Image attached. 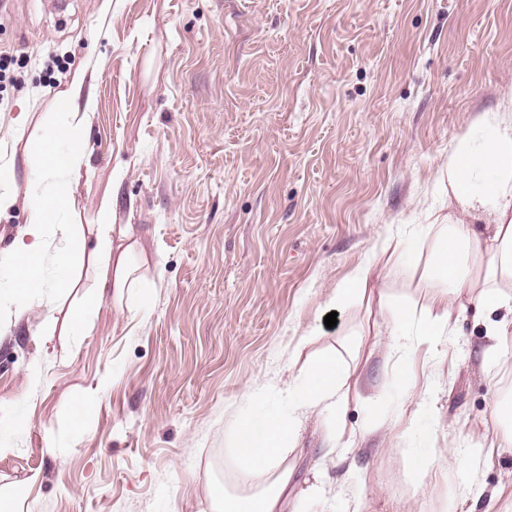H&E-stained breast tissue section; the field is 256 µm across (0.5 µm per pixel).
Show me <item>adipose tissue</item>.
Returning a JSON list of instances; mask_svg holds the SVG:
<instances>
[{"instance_id": "1", "label": "adipose tissue", "mask_w": 512, "mask_h": 512, "mask_svg": "<svg viewBox=\"0 0 512 512\" xmlns=\"http://www.w3.org/2000/svg\"><path fill=\"white\" fill-rule=\"evenodd\" d=\"M84 81V75L74 77L46 123L44 139L54 143V151H44L42 145L31 149L36 178L25 200L29 218L23 231L0 249L9 271L8 286L0 289V335L24 318L31 299L41 295L44 288L62 293L75 287L72 271L86 260L95 269L97 285L88 289L72 315L75 331H82L97 315L105 291L119 296L127 289L144 292L150 286L131 261L135 249L126 242V228L102 235L87 258L77 244L76 226L65 221L66 214L75 209L70 187L88 166L83 139L94 101L85 95ZM439 179L448 185L453 210L442 223L425 227L434 240L436 254L428 277L438 308L427 330L431 336L446 331L452 301L467 298L490 310L512 311L511 91L505 93L496 112L482 117L476 141L466 140L453 147ZM52 225L68 240V247L49 250L48 228ZM49 265L55 270L50 281L45 278ZM346 381L347 374L336 357H319L303 372L300 382L289 386L288 401L299 412L317 406L340 412ZM297 429V419H282L262 406L238 426L239 477L246 484L257 477L263 483L246 496L209 486L215 512H280L281 496L290 478L285 455Z\"/></svg>"}]
</instances>
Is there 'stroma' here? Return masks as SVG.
<instances>
[{
    "mask_svg": "<svg viewBox=\"0 0 512 512\" xmlns=\"http://www.w3.org/2000/svg\"><path fill=\"white\" fill-rule=\"evenodd\" d=\"M1 52L25 60L0 92L12 190L25 198L28 143L87 72L71 221L93 249L111 193L155 288L105 298L75 333L85 264L43 338L36 299L0 338V489H25L32 512H210L207 484L249 491L234 445L250 394L287 415L289 383L333 353L350 392L341 414L302 417L282 512H512V447L473 450L512 435L492 412L512 406V362L482 367L487 312L449 303L455 328L422 334V227L448 212L435 182L449 150L512 88V0H9ZM392 239L419 247L391 253ZM365 265L373 292L340 296ZM393 303L415 315L409 364Z\"/></svg>",
    "mask_w": 512,
    "mask_h": 512,
    "instance_id": "35a3bbf8",
    "label": "stroma"
}]
</instances>
